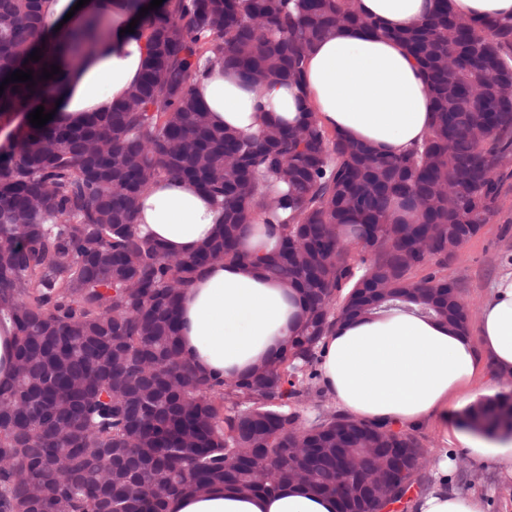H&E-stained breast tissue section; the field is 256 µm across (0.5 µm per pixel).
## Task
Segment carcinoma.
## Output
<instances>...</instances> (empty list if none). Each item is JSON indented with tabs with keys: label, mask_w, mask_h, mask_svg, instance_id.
<instances>
[{
	"label": "carcinoma",
	"mask_w": 512,
	"mask_h": 512,
	"mask_svg": "<svg viewBox=\"0 0 512 512\" xmlns=\"http://www.w3.org/2000/svg\"><path fill=\"white\" fill-rule=\"evenodd\" d=\"M140 80L106 112L21 125L0 146V323L16 329L12 379L0 383V512H165L169 498L229 485L271 493L299 472L339 512L403 500L423 454L411 435L327 413L318 365L340 321L413 305L463 334L470 314L445 270L498 210L512 173V20L468 19L434 0L417 28L386 32L357 0H164L139 16ZM0 115L27 111L41 85V0H0ZM346 25L404 44L434 102L422 142L399 156L315 121L257 135L218 126L195 92L202 58L257 80L299 82L308 51ZM104 33L71 34L75 63ZM195 181L224 208L196 253L169 255L140 235L141 196ZM290 211L280 220V212ZM278 231L246 258L251 216ZM370 258L353 272L350 250ZM249 262L297 289L307 314L280 352L239 378L183 359L178 305L199 270ZM512 433V398L469 418Z\"/></svg>",
	"instance_id": "obj_1"
}]
</instances>
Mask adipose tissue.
Returning a JSON list of instances; mask_svg holds the SVG:
<instances>
[{"label":"adipose tissue","instance_id":"1","mask_svg":"<svg viewBox=\"0 0 512 512\" xmlns=\"http://www.w3.org/2000/svg\"><path fill=\"white\" fill-rule=\"evenodd\" d=\"M433 0H359L368 21L392 31L421 25ZM89 14L105 34L83 63L64 78L48 79L36 105L74 120L105 112L139 80L148 52L141 33H127L125 0H42L40 42L47 65L66 55L68 36ZM197 89L212 122L246 134L266 124L314 119L331 132L399 155L420 143L433 99L422 67L397 41L348 26L308 54L303 84L251 85L231 69H200ZM224 220L221 208L189 180L153 186L141 199L140 234L167 253L189 256ZM304 316L297 291L247 264L202 269L181 296L184 359L207 376L237 377L272 359ZM322 383L338 408L367 423L413 426L433 422L478 465L512 480V436L484 435L465 427L481 398L501 395L512 382V269L503 271L485 300L476 335L447 322L392 308L336 325L323 339ZM413 512H483L477 493L435 485L418 492ZM167 512H336L333 498L298 481L271 494L217 487L201 497L175 496Z\"/></svg>","mask_w":512,"mask_h":512}]
</instances>
